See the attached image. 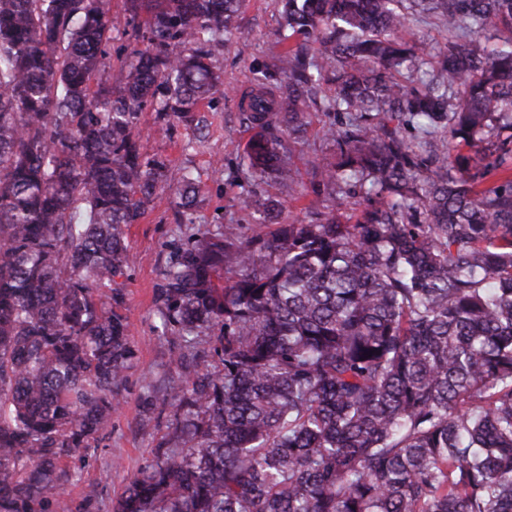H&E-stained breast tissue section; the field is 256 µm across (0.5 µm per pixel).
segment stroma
I'll return each mask as SVG.
<instances>
[{"label": "stroma", "instance_id": "35a3bbf8", "mask_svg": "<svg viewBox=\"0 0 512 512\" xmlns=\"http://www.w3.org/2000/svg\"><path fill=\"white\" fill-rule=\"evenodd\" d=\"M279 29L278 0H244L234 28L225 33L217 52L216 64L227 92L206 110L204 133L178 124L161 135L156 113L148 111L140 117L148 152L172 168L190 170L199 185V201L192 210L182 212L170 193H161L138 223L128 228L134 265L124 284L123 313L129 323L133 358L127 381L118 392L122 408L95 447L69 461L70 477L52 512H114L134 475L151 464L152 450L167 431L173 405L163 385L177 374L174 360L180 349L163 336L157 291L160 270L171 244L180 236V226L188 224L196 231L218 224L253 227L259 214L243 207L246 199L276 200L283 216L305 222L324 206V194L313 185L309 164L334 155V147L322 133L331 114L313 113L306 133L290 142L293 164L300 172L294 191L251 177L243 161V146L252 131L239 108V98L250 90L254 69L278 53Z\"/></svg>", "mask_w": 512, "mask_h": 512}]
</instances>
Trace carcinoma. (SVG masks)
Returning a JSON list of instances; mask_svg holds the SVG:
<instances>
[{"label":"carcinoma","mask_w":512,"mask_h":512,"mask_svg":"<svg viewBox=\"0 0 512 512\" xmlns=\"http://www.w3.org/2000/svg\"><path fill=\"white\" fill-rule=\"evenodd\" d=\"M240 2L124 0L121 22L110 0H0V512H49L121 406L128 226L199 192L140 116L203 133ZM280 5L243 158L291 191L275 128L345 115L324 128L336 160L312 165L330 205L172 247L175 412L118 512H512V0ZM424 14L448 31L436 53L406 37ZM114 31L148 45L116 83Z\"/></svg>","instance_id":"1"}]
</instances>
